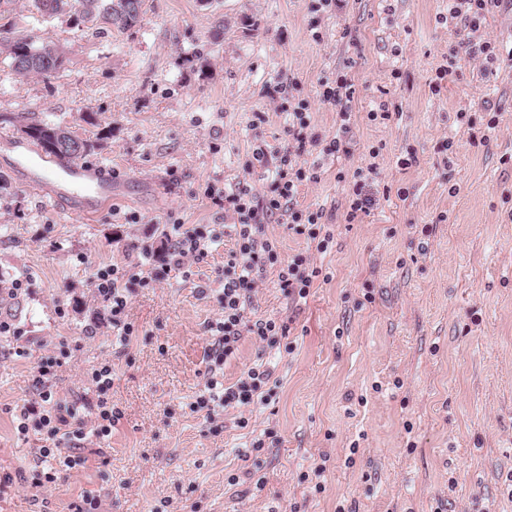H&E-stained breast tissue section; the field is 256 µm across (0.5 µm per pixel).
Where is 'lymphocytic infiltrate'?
<instances>
[{
  "mask_svg": "<svg viewBox=\"0 0 512 512\" xmlns=\"http://www.w3.org/2000/svg\"><path fill=\"white\" fill-rule=\"evenodd\" d=\"M353 94V83L347 77H338L331 84L323 83V102L340 109L339 127L335 136L328 139L313 132L306 102L300 101L289 107L288 123L284 129L288 142L279 159L269 162L265 151L261 149L253 154L254 160L268 171L264 198H257L251 185L244 181L238 183L231 193L225 194L224 202L236 214L237 221L224 227V234L232 240L233 247L224 259V320L216 325V361L230 357L243 335L249 334L264 342L278 333L275 321H254L248 319L246 312L248 303L264 284L268 266L279 260L278 242L268 233L269 216L281 210L287 211L290 229L315 241L317 252L327 251L329 241L322 238L317 229L324 215L323 210L302 213L292 210L290 203L300 186L319 178L313 169L299 165L300 157L312 151H319L336 159L349 157L351 127L347 105ZM171 242L167 257V265L171 268L203 261L214 245L212 238L197 230L185 229L179 224L174 227ZM160 278V273L156 271L146 277H127L111 267L99 270L97 294L103 302L110 304L112 326L121 339H128L133 334L132 326L124 321L129 291L134 285H145ZM51 368V363L47 361L38 366L34 378L38 399L21 407L18 428L23 431L33 424L38 430L46 431L53 445L40 449V460L56 458L59 468L66 469L74 466L75 460L69 455H55V447L63 445L70 449L77 448L88 437L101 439L109 436L118 425L121 413L110 407L104 399L99 400L94 410L85 417L79 416L77 407L55 403L50 390ZM271 376V370L262 365L249 368L243 377L229 386L219 381L217 376H210L197 396L194 407L204 412L208 420H215L220 409L228 405L253 404L259 394H262L263 387Z\"/></svg>",
  "mask_w": 512,
  "mask_h": 512,
  "instance_id": "1",
  "label": "lymphocytic infiltrate"
}]
</instances>
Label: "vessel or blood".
<instances>
[{
    "label": "vessel or blood",
    "instance_id": "vessel-or-blood-1",
    "mask_svg": "<svg viewBox=\"0 0 512 512\" xmlns=\"http://www.w3.org/2000/svg\"><path fill=\"white\" fill-rule=\"evenodd\" d=\"M16 167L24 172L27 183L42 188L47 200H69L82 216H93L112 201L111 179L79 161L50 159L23 146Z\"/></svg>",
    "mask_w": 512,
    "mask_h": 512
}]
</instances>
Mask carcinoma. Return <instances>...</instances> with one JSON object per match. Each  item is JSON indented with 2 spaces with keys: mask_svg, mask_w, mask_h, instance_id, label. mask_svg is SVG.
<instances>
[{
  "mask_svg": "<svg viewBox=\"0 0 512 512\" xmlns=\"http://www.w3.org/2000/svg\"><path fill=\"white\" fill-rule=\"evenodd\" d=\"M9 2L10 0H0V43L7 47L10 66H15L24 57L31 61L25 68L26 75L36 74L48 78L59 73L64 68L65 57L54 43L45 42L36 46L28 39L14 34L10 12L4 8ZM144 2L145 0H31V6L43 20L68 11L72 24L77 27L103 25L124 31L137 25ZM26 129L30 140L48 155L78 160L91 150L89 143L86 144V150L78 155L62 147L57 138L49 134L51 130H63L59 125L33 121L26 125Z\"/></svg>",
  "mask_w": 512,
  "mask_h": 512,
  "instance_id": "1",
  "label": "carcinoma"
}]
</instances>
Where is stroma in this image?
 <instances>
[{
  "label": "stroma",
  "instance_id": "stroma-1",
  "mask_svg": "<svg viewBox=\"0 0 512 512\" xmlns=\"http://www.w3.org/2000/svg\"><path fill=\"white\" fill-rule=\"evenodd\" d=\"M316 2L146 0L120 32L42 22L12 0L16 32L55 43L66 64L20 75L0 46V134L61 125L91 143L85 160L116 194L90 218L46 202L0 144V512L86 499L94 512H512V65L459 54L445 0ZM342 74L352 154L294 200L324 210L333 238L312 253L286 212L269 218L279 263L252 314L287 331L242 336L223 366L229 385L265 364L272 398L209 421L192 404L212 365L208 325L224 318L228 245L137 287L125 345L97 272L145 274L176 224L223 232L234 218L213 195L245 179L264 194L253 152L283 148V99L306 101L314 132L332 135L338 109L320 83ZM381 100L392 117L371 120ZM491 122L496 137L473 139ZM358 169L380 201L351 223ZM299 254L321 273L296 302L278 274ZM47 357L55 400L96 405L91 374L106 366L122 413L51 483L35 453L52 440L17 419Z\"/></svg>",
  "mask_w": 512,
  "mask_h": 512
}]
</instances>
